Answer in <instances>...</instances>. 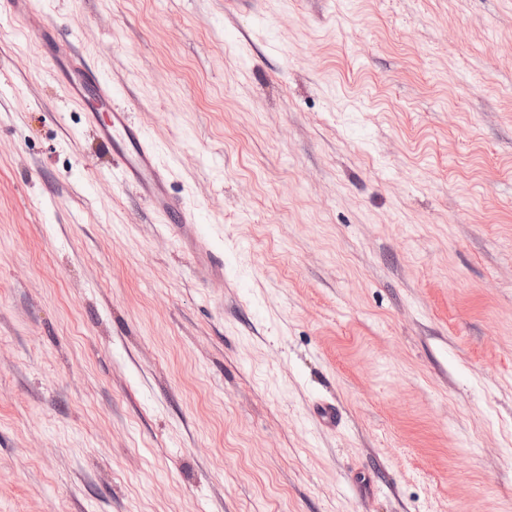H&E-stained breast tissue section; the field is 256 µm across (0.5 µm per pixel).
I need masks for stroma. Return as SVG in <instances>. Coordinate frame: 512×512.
Segmentation results:
<instances>
[{"mask_svg":"<svg viewBox=\"0 0 512 512\" xmlns=\"http://www.w3.org/2000/svg\"><path fill=\"white\" fill-rule=\"evenodd\" d=\"M0 512H512V0H0ZM31 34L42 49L39 55L43 61L45 53L68 58L67 63H62L54 72V77L65 85L75 101L82 105L92 88L107 106V112L89 107L88 120L96 139L110 153L122 184L136 188L159 215L175 219L179 224H190L182 199L169 191L168 177L159 162L156 145L147 138L127 107L112 103V87L105 77L61 39L54 25L45 23ZM46 47L49 51H45Z\"/></svg>","mask_w":512,"mask_h":512,"instance_id":"35a3bbf8","label":"stroma"}]
</instances>
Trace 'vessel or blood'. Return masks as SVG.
I'll use <instances>...</instances> for the list:
<instances>
[{
    "label": "vessel or blood",
    "mask_w": 512,
    "mask_h": 512,
    "mask_svg": "<svg viewBox=\"0 0 512 512\" xmlns=\"http://www.w3.org/2000/svg\"><path fill=\"white\" fill-rule=\"evenodd\" d=\"M32 36L51 55L64 57V64L54 76L75 101L85 102L92 91L106 104V111L89 110L88 120L96 139L110 153L122 184L136 188L159 215L188 223L189 215L182 199L169 190L156 145L147 138L127 107L113 103L112 87L105 77L62 40L54 25L43 24L33 30Z\"/></svg>",
    "instance_id": "1"
}]
</instances>
